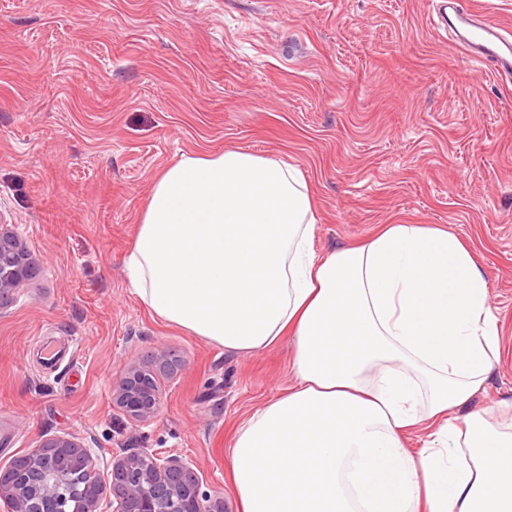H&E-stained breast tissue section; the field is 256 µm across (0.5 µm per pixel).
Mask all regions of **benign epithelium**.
<instances>
[{
	"instance_id": "1",
	"label": "benign epithelium",
	"mask_w": 512,
	"mask_h": 512,
	"mask_svg": "<svg viewBox=\"0 0 512 512\" xmlns=\"http://www.w3.org/2000/svg\"><path fill=\"white\" fill-rule=\"evenodd\" d=\"M32 273L28 250L9 225L0 224V308ZM177 364L166 349L128 364L113 389V401L128 420L155 417L159 373ZM203 486V476L178 456L122 446L103 467L71 435L47 438L0 467V500L9 512H226L223 495Z\"/></svg>"
}]
</instances>
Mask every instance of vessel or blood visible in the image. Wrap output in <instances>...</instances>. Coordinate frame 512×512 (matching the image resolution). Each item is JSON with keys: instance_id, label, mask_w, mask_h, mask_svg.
Here are the masks:
<instances>
[{"instance_id": "obj_1", "label": "vessel or blood", "mask_w": 512, "mask_h": 512, "mask_svg": "<svg viewBox=\"0 0 512 512\" xmlns=\"http://www.w3.org/2000/svg\"><path fill=\"white\" fill-rule=\"evenodd\" d=\"M438 23L453 31L473 61L489 64L497 77L512 80V37L501 28L460 8L458 0H445Z\"/></svg>"}]
</instances>
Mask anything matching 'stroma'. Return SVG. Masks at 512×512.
Wrapping results in <instances>:
<instances>
[{
	"mask_svg": "<svg viewBox=\"0 0 512 512\" xmlns=\"http://www.w3.org/2000/svg\"><path fill=\"white\" fill-rule=\"evenodd\" d=\"M441 0H0V221L34 276L0 309V465L41 440L176 455L230 496L234 429L287 387L288 346L234 355L155 317L125 271L155 178L239 149L302 169L314 247L435 224L472 247L509 356L471 409L512 402V84L433 29ZM168 348L159 410L112 402Z\"/></svg>",
	"mask_w": 512,
	"mask_h": 512,
	"instance_id": "1",
	"label": "stroma"
}]
</instances>
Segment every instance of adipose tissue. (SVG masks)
I'll use <instances>...</instances> for the list:
<instances>
[{
    "instance_id": "obj_1",
    "label": "adipose tissue",
    "mask_w": 512,
    "mask_h": 512,
    "mask_svg": "<svg viewBox=\"0 0 512 512\" xmlns=\"http://www.w3.org/2000/svg\"><path fill=\"white\" fill-rule=\"evenodd\" d=\"M315 224L298 167L201 153L155 180L126 260L160 320L236 354L289 345L291 383L226 449L235 512H512V432L468 408L503 352L474 251L385 224L320 254Z\"/></svg>"
}]
</instances>
